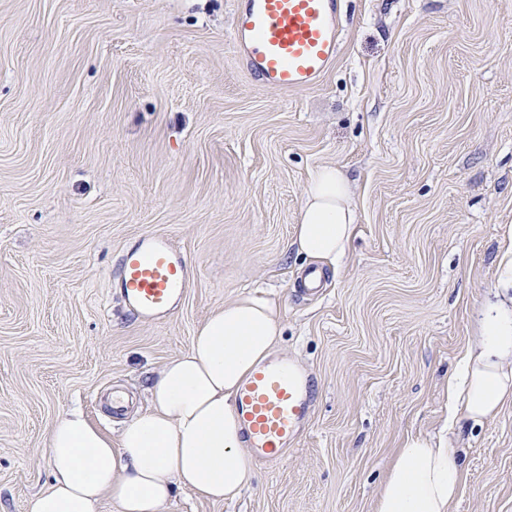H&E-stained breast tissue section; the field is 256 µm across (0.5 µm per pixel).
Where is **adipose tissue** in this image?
<instances>
[{
	"label": "adipose tissue",
	"instance_id": "1",
	"mask_svg": "<svg viewBox=\"0 0 512 512\" xmlns=\"http://www.w3.org/2000/svg\"><path fill=\"white\" fill-rule=\"evenodd\" d=\"M355 229L350 187L331 166L315 170L295 227L300 255L335 265ZM283 334L277 299L250 292L213 311L189 348L146 387L148 406L110 435L80 412L62 413L46 436L49 484L27 512H165L175 490L233 501L249 488L256 465L247 449L237 396ZM448 403L479 425L512 403V298L488 303L478 340L448 375ZM464 482L462 451L448 437H407L378 494L375 512H449Z\"/></svg>",
	"mask_w": 512,
	"mask_h": 512
}]
</instances>
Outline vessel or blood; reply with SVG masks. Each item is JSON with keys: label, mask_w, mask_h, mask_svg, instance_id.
Returning <instances> with one entry per match:
<instances>
[{"label": "vessel or blood", "mask_w": 512, "mask_h": 512, "mask_svg": "<svg viewBox=\"0 0 512 512\" xmlns=\"http://www.w3.org/2000/svg\"><path fill=\"white\" fill-rule=\"evenodd\" d=\"M343 0H235L234 49L246 70L280 91L318 85L339 44ZM188 286V259L165 235L149 233L121 258L119 294L142 319L164 317ZM247 438L264 462L281 460L311 412L293 364L257 365L238 394Z\"/></svg>", "instance_id": "obj_1"}]
</instances>
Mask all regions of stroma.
I'll return each mask as SVG.
<instances>
[{
	"label": "stroma",
	"mask_w": 512,
	"mask_h": 512,
	"mask_svg": "<svg viewBox=\"0 0 512 512\" xmlns=\"http://www.w3.org/2000/svg\"><path fill=\"white\" fill-rule=\"evenodd\" d=\"M233 28V0H0V512L49 483L60 413L118 432L113 392L145 408L147 377L248 291L280 303L308 426L235 503L179 489L167 512H374L403 441L444 430L448 372L503 295L512 0H344L336 61L300 91L253 80ZM324 165L356 229L312 297L293 238ZM149 232L191 263L153 323L116 291ZM458 435L451 512H512V405Z\"/></svg>",
	"instance_id": "obj_1"
}]
</instances>
